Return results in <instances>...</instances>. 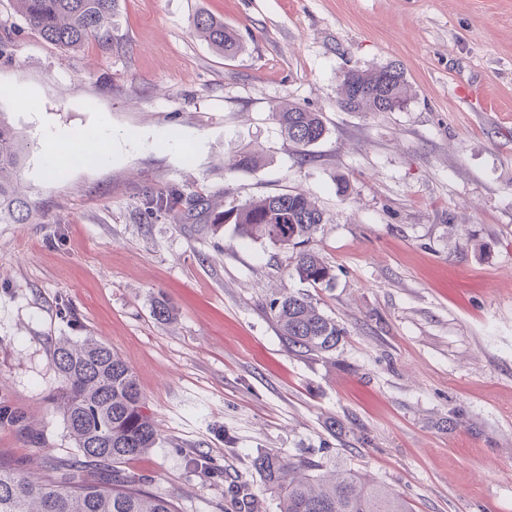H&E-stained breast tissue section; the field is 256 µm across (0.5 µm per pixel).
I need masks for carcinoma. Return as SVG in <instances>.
Here are the masks:
<instances>
[{"mask_svg":"<svg viewBox=\"0 0 512 512\" xmlns=\"http://www.w3.org/2000/svg\"><path fill=\"white\" fill-rule=\"evenodd\" d=\"M14 5L50 43L75 50L92 39L111 40L116 0H14ZM195 30L226 57L241 50L237 34L221 20L200 16ZM341 89L340 105L351 111L396 112L411 95L404 71L395 63L372 71L350 70ZM272 117L301 154L326 133L319 113L297 104L275 108ZM26 149L21 133L0 116V224H22L30 216L20 184ZM260 161L259 152L244 149L232 156L228 169L254 168ZM147 205L156 212H190L201 200L171 191L148 196ZM323 222L316 201L301 192L262 197L224 213V223L233 224L240 239L265 240L286 249L308 242ZM293 260L301 281L320 285L334 279L330 266L314 252L301 250ZM271 311L294 352H333L346 334L305 294L288 293L273 302ZM52 357L62 378L52 400L76 448L77 464L49 462L39 479L0 452V512H177L172 499L148 492L142 478L118 469L146 454L158 440L132 369L97 336L59 339ZM2 426L15 429L31 445L43 443L34 417L4 399H0ZM253 464L277 494L279 512H409L396 493L351 469L314 476L311 462L274 454H261Z\"/></svg>","mask_w":512,"mask_h":512,"instance_id":"carcinoma-1","label":"carcinoma"}]
</instances>
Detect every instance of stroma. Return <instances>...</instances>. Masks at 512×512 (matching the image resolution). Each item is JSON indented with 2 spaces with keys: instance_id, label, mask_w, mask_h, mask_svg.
I'll use <instances>...</instances> for the list:
<instances>
[{
  "instance_id": "35a3bbf8",
  "label": "stroma",
  "mask_w": 512,
  "mask_h": 512,
  "mask_svg": "<svg viewBox=\"0 0 512 512\" xmlns=\"http://www.w3.org/2000/svg\"><path fill=\"white\" fill-rule=\"evenodd\" d=\"M200 15L242 51L198 37ZM390 63L404 110L340 106L346 71ZM288 102L327 128L303 156L271 118ZM0 114L32 144V217L0 224V398L45 438L0 428V449L28 471L76 454L51 341L92 335L133 369L161 434L123 469L178 512H279L252 467L264 453L364 473L409 512H512V0H117L110 44L77 51L0 0ZM101 128L108 160L49 173L45 131L74 144ZM243 147L263 165L226 170ZM149 189L210 207L151 213ZM291 191L324 212L308 247L331 284L217 221ZM289 292L345 328L335 352L289 351L270 310ZM196 33L203 37L212 47L224 54V57H234L242 48L237 34L224 21L213 17H197Z\"/></svg>"
}]
</instances>
